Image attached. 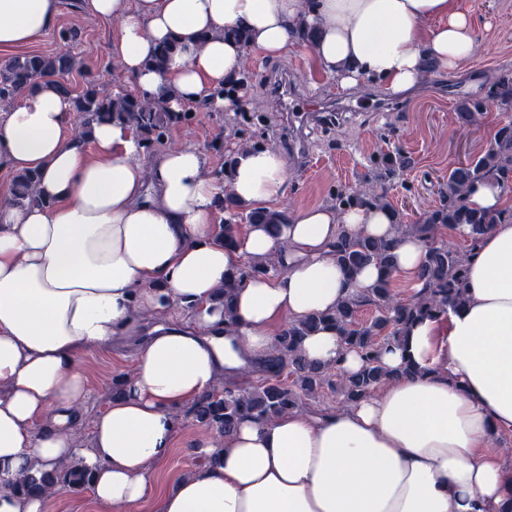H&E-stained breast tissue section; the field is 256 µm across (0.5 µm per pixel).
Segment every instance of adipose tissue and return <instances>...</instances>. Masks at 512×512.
<instances>
[{
	"label": "adipose tissue",
	"mask_w": 512,
	"mask_h": 512,
	"mask_svg": "<svg viewBox=\"0 0 512 512\" xmlns=\"http://www.w3.org/2000/svg\"><path fill=\"white\" fill-rule=\"evenodd\" d=\"M60 0H0V50L35 42ZM119 20L112 57L139 91L173 89V110L209 96L249 57L275 58L296 29L317 34L319 69L349 89L373 79L403 92L437 70L457 72L473 51L475 20L457 0H83ZM244 27L240 44L225 29ZM176 41L163 71L156 47ZM72 104L37 83L0 114V170L39 175L37 200L0 191V477L53 473L78 455L71 433L88 396L84 353L131 351L122 395L92 429V512H512V223L495 225L468 261L466 305L416 322L381 351L391 369L378 393L319 415L291 411L240 421L227 437L193 442L200 464L162 492L156 468L172 454L177 415L224 375L265 358L280 326L333 310L373 287L367 266L347 277L331 245L341 227L391 231L388 210H301L278 235L247 225L235 244L209 219L222 192L244 205L280 198L282 154L239 145L224 183L190 146L146 156L131 130L96 124L90 146L72 132ZM281 252V267L245 279L236 324L217 294L250 261ZM192 306L191 319L175 305ZM305 358L356 372L361 360L334 328L302 343Z\"/></svg>",
	"instance_id": "ef3b65f1"
}]
</instances>
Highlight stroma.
Returning a JSON list of instances; mask_svg holds the SVG:
<instances>
[{
  "label": "stroma",
  "mask_w": 512,
  "mask_h": 512,
  "mask_svg": "<svg viewBox=\"0 0 512 512\" xmlns=\"http://www.w3.org/2000/svg\"><path fill=\"white\" fill-rule=\"evenodd\" d=\"M459 4L476 22L473 53L462 63L460 73H433L408 92L384 90L370 79L344 90L336 79L316 72L308 44L302 41L283 56L252 61L245 71L247 89L239 110L194 113L188 122L172 127L163 144L201 150L211 171L225 168L235 142L287 153L290 137L285 115L270 93L271 81L284 74L318 103L333 107L346 100L357 111L302 130L307 159L288 166L276 210L290 215L310 206L336 208L338 195L352 194L368 184L386 155L401 153L412 159V166L379 184L377 190L386 195L404 223H413L438 205L439 184L449 171L482 155L497 130L512 120V114L502 111L491 96L495 83L503 75H512V0H459ZM70 27L77 28L79 36L74 42H63L58 32ZM117 29V21L82 12L77 0H63L53 30L36 42L0 52V62L28 54L65 53L80 65L65 77L73 88L81 87L85 70L96 77L103 93L129 88L132 79L109 66ZM472 100L482 101L484 110L477 122L467 125L459 119L458 108ZM82 364L89 394L80 432L88 443L96 416L112 398L114 380L131 369L132 357L120 349L96 350L83 355ZM202 430L194 419H180L174 452L156 473L158 486L197 467L190 448Z\"/></svg>",
  "instance_id": "1"
}]
</instances>
